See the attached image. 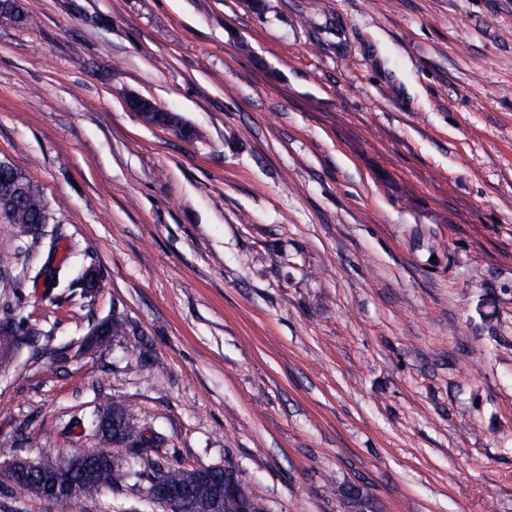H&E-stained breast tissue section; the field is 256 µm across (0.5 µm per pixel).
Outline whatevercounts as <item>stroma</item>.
Wrapping results in <instances>:
<instances>
[{"instance_id": "stroma-1", "label": "stroma", "mask_w": 512, "mask_h": 512, "mask_svg": "<svg viewBox=\"0 0 512 512\" xmlns=\"http://www.w3.org/2000/svg\"><path fill=\"white\" fill-rule=\"evenodd\" d=\"M0 23V447L118 401L265 512H512V0H23ZM136 94L178 115L145 126ZM101 286L73 280L88 265ZM124 315L160 370L121 342ZM145 479L75 512H157ZM48 207V203L38 190L30 197L19 200L14 208L12 216H7L8 224H17L19 228L24 224H35L33 226L24 225L23 234H41L42 228L48 224L51 219V213L47 209L44 213L43 221L40 224L35 223L43 210Z\"/></svg>"}]
</instances>
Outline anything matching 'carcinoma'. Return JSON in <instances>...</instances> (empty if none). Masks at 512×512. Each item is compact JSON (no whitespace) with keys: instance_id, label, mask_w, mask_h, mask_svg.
I'll list each match as a JSON object with an SVG mask.
<instances>
[{"instance_id":"carcinoma-1","label":"carcinoma","mask_w":512,"mask_h":512,"mask_svg":"<svg viewBox=\"0 0 512 512\" xmlns=\"http://www.w3.org/2000/svg\"><path fill=\"white\" fill-rule=\"evenodd\" d=\"M46 207L48 203L41 192L37 191L18 201L13 215L7 217V221L19 226L33 224ZM103 340H122L128 350L137 352L145 358L148 369L151 370L158 365V361L145 350L143 337L129 332L127 320L120 315L112 317L107 336L103 337ZM104 413L107 414V419L102 424L101 432H92V436L98 439L100 444L93 453L77 451L71 454L65 472H59L51 467L34 472L24 471L16 478L12 487L50 500L54 512H75L79 497L87 498L103 490L114 492L120 489L126 471L123 469L122 459L112 451V447L117 445L147 464L149 471H141L139 475L150 479L156 472L166 470L170 486L186 490L195 502L196 512H208L214 489L224 479L223 472L189 469L169 461L167 457L159 454V446L155 441L145 438L143 432L131 421L125 407L118 402L106 406ZM58 476L79 488L81 496L73 497L64 492L62 487L56 484Z\"/></svg>"}]
</instances>
